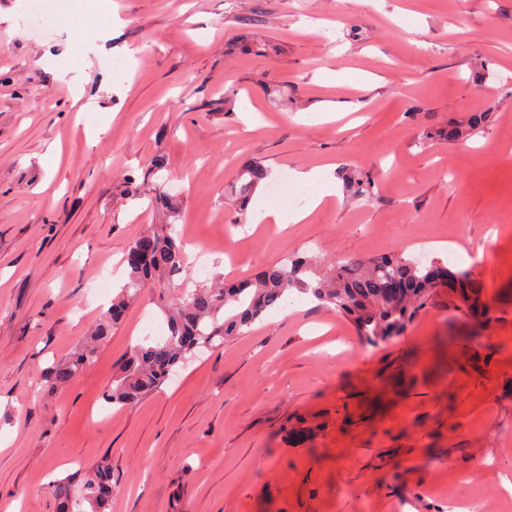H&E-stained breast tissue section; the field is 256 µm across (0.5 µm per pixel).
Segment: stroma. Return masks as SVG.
<instances>
[{
    "mask_svg": "<svg viewBox=\"0 0 512 512\" xmlns=\"http://www.w3.org/2000/svg\"><path fill=\"white\" fill-rule=\"evenodd\" d=\"M114 3L57 0L43 32L32 0H0V512H56L51 481L104 458L111 512H512V0ZM81 31L101 35L83 54ZM486 110L465 143L422 137ZM159 153L189 272L44 389L126 282L129 242L164 219L121 181ZM254 163L286 214L316 192L296 169L360 170L375 196L340 185L305 222L256 227L236 202ZM304 253L438 258L487 312L467 322L443 288L372 348L297 294L137 404L104 402L161 304Z\"/></svg>",
    "mask_w": 512,
    "mask_h": 512,
    "instance_id": "stroma-1",
    "label": "stroma"
}]
</instances>
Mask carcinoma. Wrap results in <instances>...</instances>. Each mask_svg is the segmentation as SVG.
Returning a JSON list of instances; mask_svg holds the SVG:
<instances>
[{
	"label": "carcinoma",
	"mask_w": 512,
	"mask_h": 512,
	"mask_svg": "<svg viewBox=\"0 0 512 512\" xmlns=\"http://www.w3.org/2000/svg\"><path fill=\"white\" fill-rule=\"evenodd\" d=\"M491 112H477L466 123L450 121L435 136L450 144L471 138L489 122ZM248 180L239 189L241 200L267 177L260 164L244 169ZM347 188L354 196L369 198L374 184L347 168ZM128 192L146 198L149 205L161 204L168 218H177L179 204L164 183H155L146 192L124 178ZM123 263L128 280L103 313L95 333L70 356L54 364L47 372L48 387L65 385L92 364L98 346L119 323L129 306L146 288L159 286L186 272L184 242L174 224H155L127 247ZM446 288L455 295L466 316L484 314L477 289L469 272L454 270L432 259L403 255L375 257L367 262L338 260L328 271H321L308 256L286 257L267 266L252 280L230 286L198 287L186 290L178 303L163 308L167 330L158 338L134 346L125 358L112 388L105 394L110 405L125 406L139 401L158 389L174 373L175 366L200 348L216 349L230 336L249 333L252 325L269 311L284 306L292 292L309 294L324 306L348 317L359 336L377 347L402 335L419 311L426 308ZM51 488L59 499L60 512H106L112 502V466L102 461L90 468L79 483L70 477L56 479Z\"/></svg>",
	"instance_id": "1"
}]
</instances>
